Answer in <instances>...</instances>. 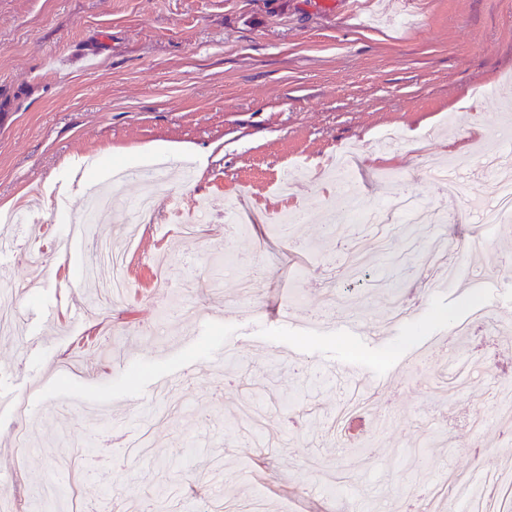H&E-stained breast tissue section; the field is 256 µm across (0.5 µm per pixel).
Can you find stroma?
<instances>
[{"label":"stroma","mask_w":512,"mask_h":512,"mask_svg":"<svg viewBox=\"0 0 512 512\" xmlns=\"http://www.w3.org/2000/svg\"><path fill=\"white\" fill-rule=\"evenodd\" d=\"M397 2L0 0V211L24 215L0 233L49 255L37 269L0 255L7 276L42 282L0 290L15 318L0 334V512H48L49 486L75 512H143L161 494L175 512H410L428 494L452 512L512 456L494 388L512 381V333L479 330L457 348L481 347L485 371L452 396L431 387L447 356H414L475 303L512 316V222L448 224L445 258L465 259L483 288L435 293L430 225L380 250L370 227L343 223L325 175L355 152L364 205L396 185L438 216L448 197L420 157L505 147L512 0ZM384 131L402 134L400 151L373 150ZM133 155L169 177L154 204L163 232L128 241L132 288L111 308L89 243L122 237L138 185L116 186L66 257L52 251L61 210L83 213L73 159ZM299 160L310 168L282 199L273 183ZM240 194L251 208L219 274ZM200 202L195 233L171 223ZM288 203L304 221L283 237L268 211ZM245 278L259 285L249 299ZM409 286L427 303L394 324L386 309ZM351 319L360 335L344 332ZM342 363L363 403L340 446Z\"/></svg>","instance_id":"obj_1"}]
</instances>
